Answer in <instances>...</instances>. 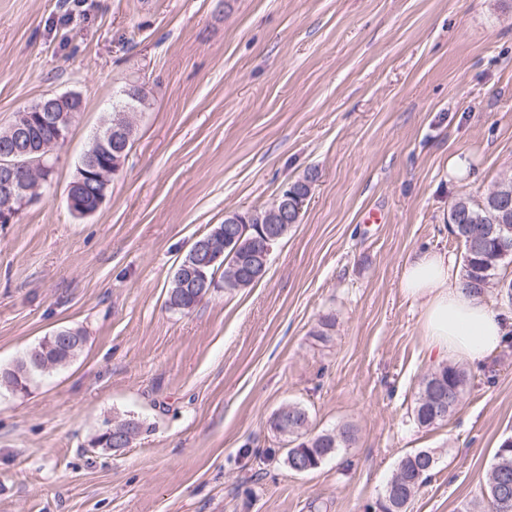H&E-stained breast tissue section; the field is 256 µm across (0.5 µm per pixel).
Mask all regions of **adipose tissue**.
Returning <instances> with one entry per match:
<instances>
[{
    "mask_svg": "<svg viewBox=\"0 0 512 512\" xmlns=\"http://www.w3.org/2000/svg\"><path fill=\"white\" fill-rule=\"evenodd\" d=\"M461 276L452 254L428 249L404 265L400 286L404 296L421 309L429 350L483 365L512 338V320L462 288Z\"/></svg>",
    "mask_w": 512,
    "mask_h": 512,
    "instance_id": "adipose-tissue-1",
    "label": "adipose tissue"
}]
</instances>
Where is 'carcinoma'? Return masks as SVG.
Returning a JSON list of instances; mask_svg holds the SVG:
<instances>
[{"instance_id":"1","label":"carcinoma","mask_w":512,"mask_h":512,"mask_svg":"<svg viewBox=\"0 0 512 512\" xmlns=\"http://www.w3.org/2000/svg\"><path fill=\"white\" fill-rule=\"evenodd\" d=\"M141 102L142 89L139 86L130 85L124 88L118 102L113 106L112 119L135 110ZM68 131L69 126H58L54 123L29 128L28 141L33 148L38 149L43 144L48 146V149L39 153L43 157V163L35 169L40 182H48L52 174L50 154L57 145L64 142ZM315 181L316 173L312 170L288 183L293 209H304ZM504 193L512 196V178L499 181L479 203L461 197L454 204V207L460 208L459 223L465 225L467 232L460 239L463 247L462 286L478 296L484 295L494 281L512 286L511 279L498 274L506 261L512 262V257L507 260L502 258L483 239L486 227L491 224L505 222L512 225V213L507 220H500V198ZM251 242V233L248 232L235 250L224 252V259L230 265L245 260L251 251ZM200 303L202 299L198 298L197 289L184 287L177 281V277H172L167 293L169 308L189 312ZM73 332L80 339V344L58 352L48 351L45 349L48 338L45 337L14 365L0 368V378L9 376L12 391L22 393L28 390L35 377L67 367L81 355L87 337L80 329L74 331L68 327L56 331L58 335H69ZM469 380L468 372L455 364L442 366L427 374L414 403L413 413L417 423L428 428L445 421L457 408ZM309 421V413L303 407H297L292 413L273 420L274 429L288 438L290 448L286 451V461L290 467L299 462L315 469L327 458L336 455L339 449L349 448L356 442V432L350 425L313 435L309 431ZM435 465L436 460L428 450H419L403 457L386 486L382 501L378 503L381 512H406L407 504L431 476ZM482 500L484 512H512V442L507 439L496 450Z\"/></svg>"}]
</instances>
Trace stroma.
Returning <instances> with one entry per match:
<instances>
[{"mask_svg":"<svg viewBox=\"0 0 512 512\" xmlns=\"http://www.w3.org/2000/svg\"><path fill=\"white\" fill-rule=\"evenodd\" d=\"M131 82L132 148L76 218L78 159ZM69 91L48 186L0 224V365L62 327L87 344L0 394V512H366L417 450L437 465L407 512L472 506L512 436V346L418 426L424 376L457 358L429 356L400 279L420 249L460 255L451 205L512 175V0H0V128ZM311 169L262 281L168 308L197 237ZM289 404L356 444L291 470ZM127 414L130 448L91 447Z\"/></svg>","mask_w":512,"mask_h":512,"instance_id":"35a3bbf8","label":"stroma"}]
</instances>
